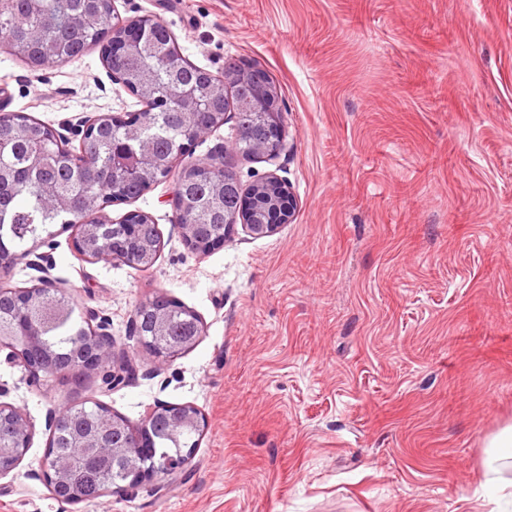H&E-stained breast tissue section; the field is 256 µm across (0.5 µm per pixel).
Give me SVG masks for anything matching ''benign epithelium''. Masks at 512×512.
<instances>
[{"label": "benign epithelium", "instance_id": "1", "mask_svg": "<svg viewBox=\"0 0 512 512\" xmlns=\"http://www.w3.org/2000/svg\"><path fill=\"white\" fill-rule=\"evenodd\" d=\"M158 19L152 15H145L126 23H116L104 27L97 42L100 47V54L104 65L112 74L114 80H120L119 72L126 70L125 57L128 53L138 49L141 40L138 38V31L146 26H153ZM123 87L132 94L140 97L153 94L154 78L152 73L146 72L141 75L139 83L135 87L123 84ZM278 93L276 88L268 83L263 84L260 92V101L250 100L240 103V108L254 110L261 122L266 124L268 138L257 140L253 144L252 156L267 161L276 160L283 149V120L282 113L277 108ZM103 123L95 126V122L80 120L76 124L69 125L73 135L85 140L95 130L104 131L114 124L124 126V137L137 142L140 157L139 164L127 169V172L139 178H147L151 174L149 161L151 153L149 145L142 137L140 129V114H133L127 118L121 115L107 113L101 115ZM226 113L223 110L212 112V120L209 125L194 132V139L205 140L217 128L224 125ZM203 166L197 161L185 164L174 186V199L177 210L188 206L187 201L179 192V187L191 179L193 175L202 170ZM274 190L280 195L279 203L270 213L268 221L264 224H253L249 216L252 213L253 193L257 190ZM112 205V201L102 200L90 202V224L82 228H72V247L84 259L94 262L98 259H118L125 263L129 262L130 252L128 249H116L112 242L104 241L108 231L112 229L114 220L105 213V209ZM297 203L290 188L277 176L269 174L256 183L252 184L239 200L238 210L224 225V238L209 243L200 244L195 240V225H180L183 240L192 250L200 253H207L224 246V241L230 240L236 234L237 228H242L253 237H265L275 233L283 224L292 222ZM32 250L24 252L10 251L6 248L0 249V274L11 270L21 260H26V265L41 273L38 277L40 289L44 291H57V281L49 276L47 257L37 254L30 258ZM109 324L101 321L96 325L94 334L88 345L87 351L76 362L73 369H62L59 367L53 354L45 350L37 358L42 370L52 373L57 377L75 383L80 382L84 377L96 375L102 380H112L116 386L126 380L133 372V366L122 363L116 364L114 360V341L112 334L108 332ZM201 334L200 324H195V334L187 337L183 342L170 346L167 350L161 351L146 342L143 347L150 350L159 361L165 362L174 358L192 347ZM40 339L39 326L31 323L26 329L19 332L16 329L0 323V351H7L6 358L24 368L31 379L40 380V373L30 368L27 361L19 357V349L32 353L38 346ZM149 416L146 423L140 428L130 426L123 419L112 417V428L100 433L96 427H91L72 434L71 451L65 456H53L45 453L43 459V472L46 481L54 484L61 493V499L70 503L77 502L82 498V487L72 480V473L81 458L89 450L96 451L99 455L112 458V461L127 463L136 475L139 482H145L154 478L152 470L141 465V456L134 452L136 448H144L152 438L151 423L153 419L161 415L165 418L168 431L172 435L180 433L185 428H193L201 433L205 427V421L198 409L192 404L177 406V409L165 413L154 407L148 410ZM34 435V425L24 411L11 404L0 403V476L13 471L23 459Z\"/></svg>", "mask_w": 512, "mask_h": 512}]
</instances>
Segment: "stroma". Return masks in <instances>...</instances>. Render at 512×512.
Listing matches in <instances>:
<instances>
[{"label":"stroma","mask_w":512,"mask_h":512,"mask_svg":"<svg viewBox=\"0 0 512 512\" xmlns=\"http://www.w3.org/2000/svg\"><path fill=\"white\" fill-rule=\"evenodd\" d=\"M150 14L215 76L264 68L285 148L233 155L241 187L277 174L291 223L238 232L200 254L184 243L173 180L109 206L150 214L162 246L147 270L87 262L69 232L33 243L81 316L110 323L134 373L108 390L32 384L0 352V402L35 425L0 477V512H490L485 444L512 423V0H115ZM98 49L33 68L0 43V113L61 128L136 113ZM203 326L158 362L131 336L155 297ZM98 402L131 425L158 403L206 426L182 473L77 503L43 477L48 411Z\"/></svg>","instance_id":"stroma-1"}]
</instances>
